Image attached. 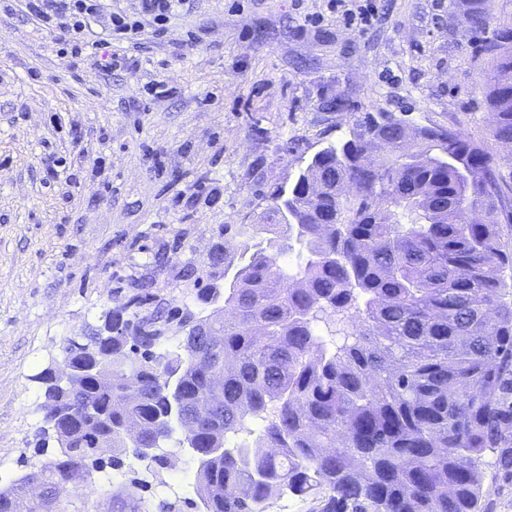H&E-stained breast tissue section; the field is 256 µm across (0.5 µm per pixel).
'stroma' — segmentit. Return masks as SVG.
<instances>
[{
	"label": "stroma",
	"mask_w": 512,
	"mask_h": 512,
	"mask_svg": "<svg viewBox=\"0 0 512 512\" xmlns=\"http://www.w3.org/2000/svg\"><path fill=\"white\" fill-rule=\"evenodd\" d=\"M460 0H376L371 26L347 25L329 0H186L163 37L123 45L130 68H71L55 35L0 0V484L34 462L42 424L35 377L67 338L100 330L105 310L142 286L168 335L198 286L224 285L216 247L263 223L302 159L387 113L483 143L512 186L485 97L482 37L512 27V0L472 32ZM169 93L157 96L155 83ZM63 159L66 173L46 180ZM146 475L126 457L74 482L93 512L133 478L150 495L194 498L196 462L172 448Z\"/></svg>",
	"instance_id": "1"
}]
</instances>
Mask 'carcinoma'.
Segmentation results:
<instances>
[{
  "label": "carcinoma",
  "mask_w": 512,
  "mask_h": 512,
  "mask_svg": "<svg viewBox=\"0 0 512 512\" xmlns=\"http://www.w3.org/2000/svg\"><path fill=\"white\" fill-rule=\"evenodd\" d=\"M474 31L490 26L488 0H463ZM490 64L493 136L512 143V29L481 48ZM275 224H243L246 263L224 289L199 288L205 317L185 312L184 336L138 317L132 294L104 313L112 338L64 342L78 375L73 396L47 367L41 455L54 458L0 488V512H88L38 503L21 485L50 489L70 469L87 474L131 455L145 469L168 454L141 453L181 433L197 462V512H265L289 490L318 512H489L482 459L496 454L512 482V303L502 299L500 225L512 197L494 158L452 129L368 118L350 138L317 151L288 189L274 192ZM260 242H255V239ZM299 246L297 261L280 256ZM193 322L222 333L210 346ZM112 364V383L99 372ZM93 414L49 434L48 418L76 406ZM252 439L230 443L228 434ZM112 436V457L97 442ZM54 437L56 447H48ZM143 483L112 491V512H183L180 500H144Z\"/></svg>",
  "instance_id": "cac0c4a2"
}]
</instances>
